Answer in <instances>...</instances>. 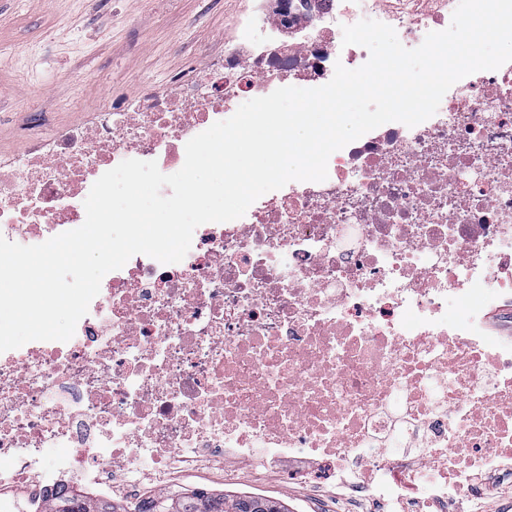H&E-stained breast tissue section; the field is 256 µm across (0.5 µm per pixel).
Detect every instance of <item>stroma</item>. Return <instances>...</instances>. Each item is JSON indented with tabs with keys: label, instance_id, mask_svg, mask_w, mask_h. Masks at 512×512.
I'll use <instances>...</instances> for the list:
<instances>
[{
	"label": "stroma",
	"instance_id": "1",
	"mask_svg": "<svg viewBox=\"0 0 512 512\" xmlns=\"http://www.w3.org/2000/svg\"><path fill=\"white\" fill-rule=\"evenodd\" d=\"M246 0H0V162L106 105L210 69L236 36ZM269 466L267 496L289 512L309 502L348 512L344 479L319 487Z\"/></svg>",
	"mask_w": 512,
	"mask_h": 512
}]
</instances>
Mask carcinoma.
Returning a JSON list of instances; mask_svg holds the SVG:
<instances>
[{
    "mask_svg": "<svg viewBox=\"0 0 512 512\" xmlns=\"http://www.w3.org/2000/svg\"><path fill=\"white\" fill-rule=\"evenodd\" d=\"M46 512H288L276 501L259 497H228L196 491L190 494L160 493L134 507H117L110 501L71 493L46 496Z\"/></svg>",
    "mask_w": 512,
    "mask_h": 512,
    "instance_id": "carcinoma-1",
    "label": "carcinoma"
}]
</instances>
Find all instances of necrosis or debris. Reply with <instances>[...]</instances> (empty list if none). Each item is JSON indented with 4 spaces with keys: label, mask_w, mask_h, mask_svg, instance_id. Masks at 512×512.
Instances as JSON below:
<instances>
[{
    "label": "necrosis or debris",
    "mask_w": 512,
    "mask_h": 512,
    "mask_svg": "<svg viewBox=\"0 0 512 512\" xmlns=\"http://www.w3.org/2000/svg\"><path fill=\"white\" fill-rule=\"evenodd\" d=\"M458 0H317L299 37L242 35L210 71L151 90L0 168V236L23 245L81 226L94 182L127 159L179 170L185 145L241 104L313 88L369 58L363 19L403 46L446 29ZM512 295V62L460 80L415 127L384 124L246 214L198 226L183 262L137 254L106 274L66 342L0 352V512L93 486L141 499L180 466L224 481L303 459L320 485L346 462L390 512H448L468 474L512 459V344L480 335L484 296ZM57 449L54 457L46 449Z\"/></svg>",
    "instance_id": "necrosis-or-debris-1"
}]
</instances>
